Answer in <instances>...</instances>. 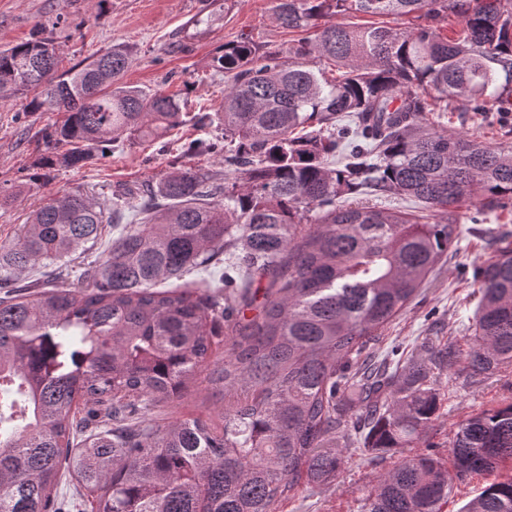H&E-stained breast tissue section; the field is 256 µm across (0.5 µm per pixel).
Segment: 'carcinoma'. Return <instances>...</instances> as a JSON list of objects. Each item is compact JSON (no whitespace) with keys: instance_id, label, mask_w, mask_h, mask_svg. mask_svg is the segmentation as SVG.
I'll return each mask as SVG.
<instances>
[{"instance_id":"cac0c4a2","label":"carcinoma","mask_w":512,"mask_h":512,"mask_svg":"<svg viewBox=\"0 0 512 512\" xmlns=\"http://www.w3.org/2000/svg\"><path fill=\"white\" fill-rule=\"evenodd\" d=\"M347 14L412 25L324 22ZM450 14L460 29L443 37ZM273 18L299 38L286 51L224 44L213 59L231 80L224 109L192 117L220 134L181 148L220 156L233 177L182 165L136 206L114 197L109 217L87 194L50 197L0 246V512H58L68 474L91 512H276L297 486L335 480L338 437L398 456L361 512L447 503L446 463L405 451L438 418L458 351L431 345L414 359L367 347L459 241L462 205L512 204V148L428 118L451 105L512 112V0H276ZM54 50L43 26L0 50L1 100L30 91L26 111L66 113L45 130L29 180L121 141L161 142L184 122L175 98L121 81L127 49L63 72ZM388 192L446 219L356 201ZM104 224L112 246L79 285L16 290L27 268L56 270L94 249ZM203 273L199 287L184 281ZM477 278L466 356L475 375L512 365V244ZM221 341L227 357L212 368ZM201 374L237 388L222 425L142 423V410L181 397ZM449 454L459 478L512 464V403L462 421ZM462 512H512V473Z\"/></svg>"}]
</instances>
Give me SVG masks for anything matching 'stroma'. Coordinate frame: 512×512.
<instances>
[{
    "label": "stroma",
    "mask_w": 512,
    "mask_h": 512,
    "mask_svg": "<svg viewBox=\"0 0 512 512\" xmlns=\"http://www.w3.org/2000/svg\"><path fill=\"white\" fill-rule=\"evenodd\" d=\"M275 0H223L203 5L202 0H0V50L29 39L35 27L47 25L59 56V70L101 54L114 46L131 49L132 62L123 80L179 98L186 111L217 112L224 103L227 78L215 72L212 60L232 40L251 39L261 50H284L294 33L272 19ZM202 23H195L198 13ZM29 93H16L0 103V245L10 243L33 209L49 195L83 192L111 208L121 191L158 182L182 163L209 169L223 177L220 160L197 155L182 160L185 141L205 137L193 124L173 131L165 143L115 146L101 160L81 168H58L47 184L29 182L37 159L45 150L42 131L62 122L60 112H29ZM437 129L467 132L472 139L492 146H512V128L502 125L497 113L478 116L450 110L430 116ZM462 236L428 277L413 301L397 314L372 342L375 351L402 346L422 355L424 344H454L464 348L470 337L479 294L478 267L496 255L501 239L512 241V209L460 210ZM223 384L188 382L181 398L147 412V423L163 428L198 415L219 418L233 402ZM512 403V366L475 375L456 366L441 390L439 418L426 442L441 457L458 424L470 415ZM347 462L330 483L297 487L279 505L278 512H360L363 498L394 466L389 455H371L350 447Z\"/></svg>",
    "instance_id": "1"
}]
</instances>
